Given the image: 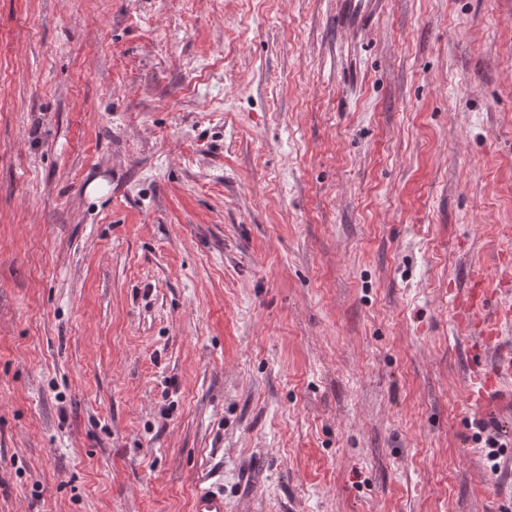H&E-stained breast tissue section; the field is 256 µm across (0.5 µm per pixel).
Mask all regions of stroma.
Masks as SVG:
<instances>
[{
  "label": "stroma",
  "instance_id": "35a3bbf8",
  "mask_svg": "<svg viewBox=\"0 0 512 512\" xmlns=\"http://www.w3.org/2000/svg\"><path fill=\"white\" fill-rule=\"evenodd\" d=\"M477 258L512 0H0V512H512ZM486 280L482 272L477 270L472 277L471 288L467 292L466 309L469 320L465 332L478 339L484 348L490 347L498 333V323L483 316L488 303V290L485 288ZM192 512H225L224 489L203 481L194 494Z\"/></svg>",
  "mask_w": 512,
  "mask_h": 512
}]
</instances>
